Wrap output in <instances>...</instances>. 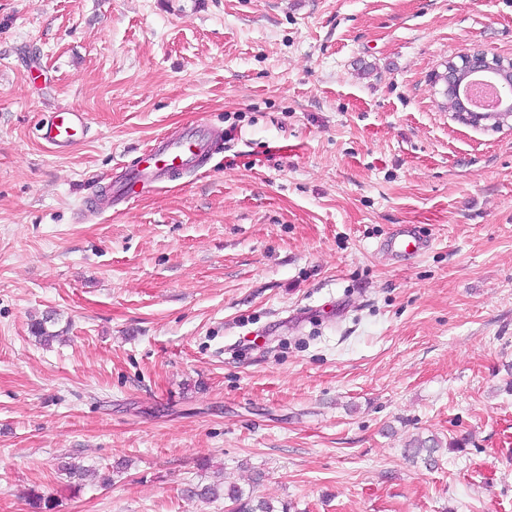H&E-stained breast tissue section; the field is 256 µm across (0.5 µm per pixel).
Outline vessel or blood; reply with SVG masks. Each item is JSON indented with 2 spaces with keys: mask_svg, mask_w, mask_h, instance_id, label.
<instances>
[{
  "mask_svg": "<svg viewBox=\"0 0 512 512\" xmlns=\"http://www.w3.org/2000/svg\"><path fill=\"white\" fill-rule=\"evenodd\" d=\"M86 124L85 113L58 112L41 124V137L49 145L68 148L76 144L77 135L84 131ZM212 135L210 126L200 125L186 133L156 138L142 151L138 164L102 201V208L114 207L131 198L136 194L138 184L157 182L171 174L202 167ZM382 247L397 256H415L426 249L427 243L416 235L411 226L402 224L383 241Z\"/></svg>",
  "mask_w": 512,
  "mask_h": 512,
  "instance_id": "obj_1",
  "label": "vessel or blood"
}]
</instances>
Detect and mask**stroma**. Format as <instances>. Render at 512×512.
Segmentation results:
<instances>
[{
  "label": "stroma",
  "instance_id": "35a3bbf8",
  "mask_svg": "<svg viewBox=\"0 0 512 512\" xmlns=\"http://www.w3.org/2000/svg\"><path fill=\"white\" fill-rule=\"evenodd\" d=\"M475 48L512 0H0V512H512V119L432 84ZM203 121L202 169L93 208ZM86 124L83 112H58L41 124V138L54 147L70 148L76 144L77 135L84 131ZM381 246L395 256H416L427 248V242L418 237L410 225L401 224ZM190 496L202 501L210 502L220 499L228 500L232 506H238L236 509H229L230 512H288L287 506H282L281 511H277L275 506L265 499L252 498V494L246 495L244 490L233 484L227 487H220L217 484H197L188 489Z\"/></svg>",
  "mask_w": 512,
  "mask_h": 512
}]
</instances>
